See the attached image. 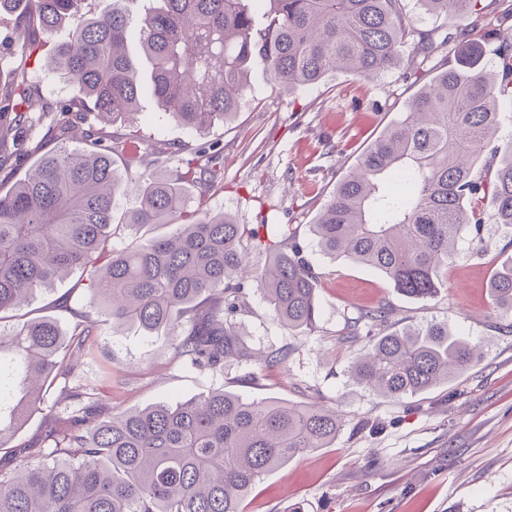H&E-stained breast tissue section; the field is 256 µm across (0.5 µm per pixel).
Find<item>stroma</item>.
<instances>
[{
  "instance_id": "35a3bbf8",
  "label": "stroma",
  "mask_w": 512,
  "mask_h": 512,
  "mask_svg": "<svg viewBox=\"0 0 512 512\" xmlns=\"http://www.w3.org/2000/svg\"><path fill=\"white\" fill-rule=\"evenodd\" d=\"M484 20L429 15L417 0H404L414 28L447 36L448 46L417 67L374 79L335 73L286 91L253 66L241 109L228 124L205 134L190 132L144 95L125 133L144 144L162 140L194 151L223 148L224 182L191 197L251 228L277 224L298 244L318 276L319 315L314 332L285 327L255 287L234 318L239 339L256 352L287 351L280 364L225 363L199 369L174 355L165 334L144 335L114 327L90 305L89 273L78 268L38 292L10 318L17 325L36 316L70 324L78 310L95 324L94 340L76 364V381L99 392L105 413L188 401L215 389L249 401L317 403L335 410L342 426L335 442L295 456L267 472L242 502L243 512H512V314L490 296L494 271L512 258V230L493 220L483 196L484 222L465 233L437 292L427 299L402 295L376 270L326 255L311 225L337 182L385 128L398 120L415 92L454 56V43L491 27H512V0H482ZM55 142L37 127L18 150L0 154V193L22 178ZM68 311H60V303ZM388 311L387 323L370 325V310ZM447 323L480 353L479 362L432 391L400 399L372 393L350 375L367 335ZM359 325L360 335L350 333ZM62 384L16 434L15 448L38 446L45 423L65 415Z\"/></svg>"
}]
</instances>
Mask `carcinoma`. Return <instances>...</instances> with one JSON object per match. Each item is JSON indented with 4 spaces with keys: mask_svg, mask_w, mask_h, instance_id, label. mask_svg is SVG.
<instances>
[{
    "mask_svg": "<svg viewBox=\"0 0 512 512\" xmlns=\"http://www.w3.org/2000/svg\"><path fill=\"white\" fill-rule=\"evenodd\" d=\"M129 0H101L94 14L81 0H0L14 16L16 55L31 58L38 36H64L51 48L48 75L71 95L52 131L63 142L38 159L23 179L0 193V320L72 269L90 267L89 299L116 326L146 335L173 330L169 347L197 368L248 361L230 317L247 307L250 275L277 318L290 329L316 326L317 276L300 246L273 241L280 228L251 232L267 256L253 272L241 245L243 228L203 202L191 206L186 186L210 190L224 180L221 149L202 146L185 159L169 143L132 150L122 134L85 133V148L65 142L88 112L103 122L137 113L143 90L180 126L205 131L241 107L255 61L283 88L314 85L333 71L374 78L427 60L447 40L414 32L402 0H258V22L243 0H146L133 16ZM451 19L481 14V0H419ZM414 57L404 59L410 36ZM136 38L151 69L149 81L129 53ZM495 35L457 50L413 96L336 184L312 233L321 251L383 272L401 292L431 298L460 234L482 223L473 199L492 193L497 223L512 229V148L491 146L499 98L512 96V42ZM495 56L489 65L486 54ZM39 87L15 76L0 82V147L17 141L52 112L35 111ZM497 158L479 166L485 151ZM143 167L129 185L138 206L127 226L170 225L172 234L98 258L112 241L121 183L112 155ZM177 161L170 173L158 168ZM493 301L512 311V260L494 273ZM94 336L82 320L69 337L41 317L0 336V404L5 387L19 397L0 410V451L14 467L0 471V512H243L257 481L293 457L336 440V412L318 405L244 401L222 389L184 403H156L103 415L94 387L65 391L77 402L63 422L52 420L44 449L24 454L11 440L51 379L74 376V359ZM480 355L448 325L430 323L369 340L353 373L358 383L392 398L428 392L477 363Z\"/></svg>",
    "mask_w": 512,
    "mask_h": 512,
    "instance_id": "1",
    "label": "carcinoma"
}]
</instances>
